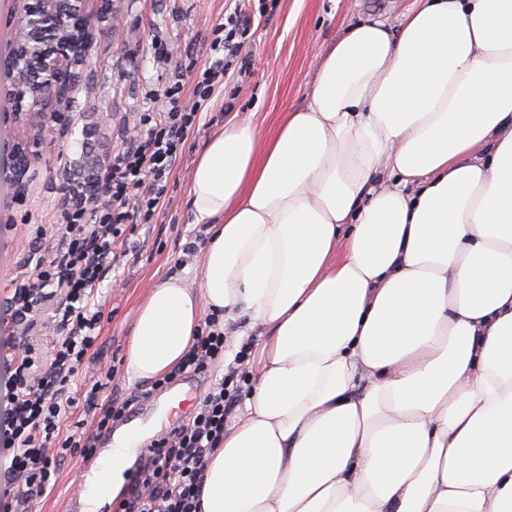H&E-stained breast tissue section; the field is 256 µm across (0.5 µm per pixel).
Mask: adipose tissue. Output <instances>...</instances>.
I'll list each match as a JSON object with an SVG mask.
<instances>
[{"mask_svg":"<svg viewBox=\"0 0 512 512\" xmlns=\"http://www.w3.org/2000/svg\"><path fill=\"white\" fill-rule=\"evenodd\" d=\"M188 195L197 285L157 280L126 374L177 366L204 310L260 329L201 512H512V0L350 27L273 134L225 121Z\"/></svg>","mask_w":512,"mask_h":512,"instance_id":"obj_1","label":"adipose tissue"}]
</instances>
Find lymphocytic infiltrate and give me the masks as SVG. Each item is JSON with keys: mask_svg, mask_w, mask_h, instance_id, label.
Returning a JSON list of instances; mask_svg holds the SVG:
<instances>
[{"mask_svg": "<svg viewBox=\"0 0 512 512\" xmlns=\"http://www.w3.org/2000/svg\"><path fill=\"white\" fill-rule=\"evenodd\" d=\"M236 34L218 24L192 82L174 72L153 95L160 111L135 114L121 148L97 176L100 204L89 206L87 194L70 186L58 209V233L39 230L31 238L27 274L12 283L5 301L18 348L12 358L10 408L0 420V447L12 456L6 479L9 500L0 512H34L51 487L57 458L95 454L93 437L67 425L75 409L92 410L97 430L103 431L129 406L125 400L100 399L112 384V369L90 385L81 379L104 318L98 290L131 237L156 222L185 142L201 123L203 106L223 85L230 60L241 54ZM40 328L51 329L55 337L50 351L33 340ZM251 350L250 343H243L233 360H226L224 317L218 312L206 317L183 361L154 385L163 387L187 372L208 373L221 362L226 372L187 421L151 442L139 479L120 498L118 512H201L207 462L224 443V427L243 393Z\"/></svg>", "mask_w": 512, "mask_h": 512, "instance_id": "1", "label": "lymphocytic infiltrate"}]
</instances>
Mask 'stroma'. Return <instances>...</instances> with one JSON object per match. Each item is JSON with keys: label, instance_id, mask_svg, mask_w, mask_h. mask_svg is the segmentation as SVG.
<instances>
[{"label": "stroma", "instance_id": "obj_1", "mask_svg": "<svg viewBox=\"0 0 512 512\" xmlns=\"http://www.w3.org/2000/svg\"><path fill=\"white\" fill-rule=\"evenodd\" d=\"M27 0H0V143L42 140L24 174V193H16L0 177V292L24 275L29 245L24 225H52L66 183L80 181L85 131L92 114L64 113L62 121L36 123L4 109L9 93L4 62L12 54L17 22ZM415 0H116V18L97 22L91 66L78 70L79 100L97 103L100 129L94 138L99 162H106L122 141L133 113L150 105L154 90L172 70L192 78L205 60L203 48L212 29L233 13L248 15L242 34L249 71L229 69L224 85L203 110L197 132L185 145L183 158L169 183V199L156 224L141 229V251L120 258L102 286L104 319L94 358L82 369L86 381L101 368L113 366L110 392L134 398L143 386L129 382L125 359L137 309L152 284L177 276L193 284L197 261L185 258L198 227L188 198L190 172L206 143L224 127L231 114L253 116L263 133H272L287 112L305 104L315 79L316 53L330 46L351 25L367 18L398 24ZM165 40L172 52L170 66H157L153 41ZM94 460L67 454L59 461V477L39 512H63L66 498L79 492Z\"/></svg>", "mask_w": 512, "mask_h": 512}]
</instances>
